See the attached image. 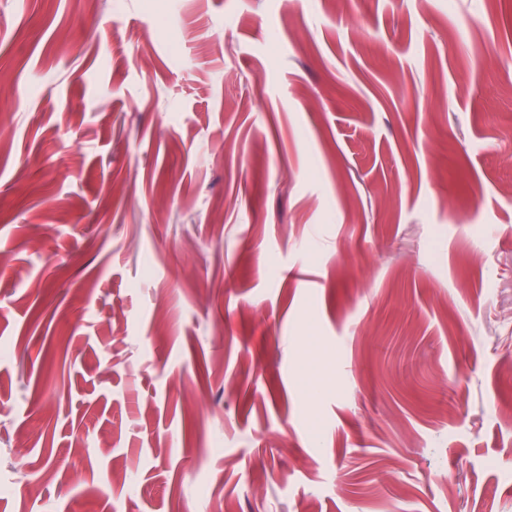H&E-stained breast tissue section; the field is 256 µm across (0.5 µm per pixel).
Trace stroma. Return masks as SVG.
I'll return each mask as SVG.
<instances>
[{
  "label": "stroma",
  "mask_w": 512,
  "mask_h": 512,
  "mask_svg": "<svg viewBox=\"0 0 512 512\" xmlns=\"http://www.w3.org/2000/svg\"><path fill=\"white\" fill-rule=\"evenodd\" d=\"M512 0H0V512H512Z\"/></svg>",
  "instance_id": "obj_1"
}]
</instances>
